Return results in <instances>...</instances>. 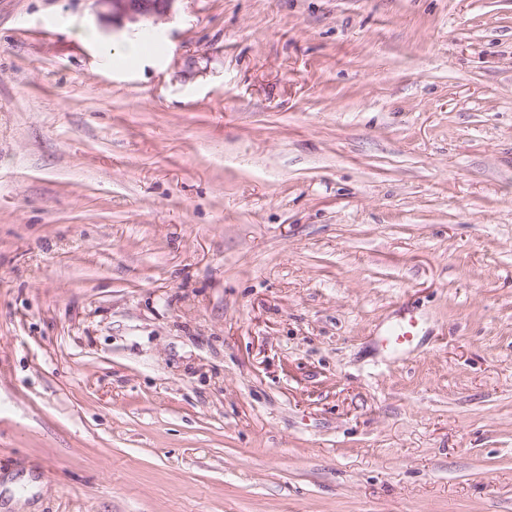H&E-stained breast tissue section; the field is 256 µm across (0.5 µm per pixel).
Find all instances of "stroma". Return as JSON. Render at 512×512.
I'll return each instance as SVG.
<instances>
[{
  "mask_svg": "<svg viewBox=\"0 0 512 512\" xmlns=\"http://www.w3.org/2000/svg\"><path fill=\"white\" fill-rule=\"evenodd\" d=\"M0 512H512V0H0ZM176 0H95L104 8L100 13L103 21L120 26L124 20L131 23L155 21L171 12ZM424 322L417 313H408L388 325L379 336L380 343L387 351L405 355L410 353L423 336Z\"/></svg>",
  "mask_w": 512,
  "mask_h": 512,
  "instance_id": "35a3bbf8",
  "label": "stroma"
}]
</instances>
